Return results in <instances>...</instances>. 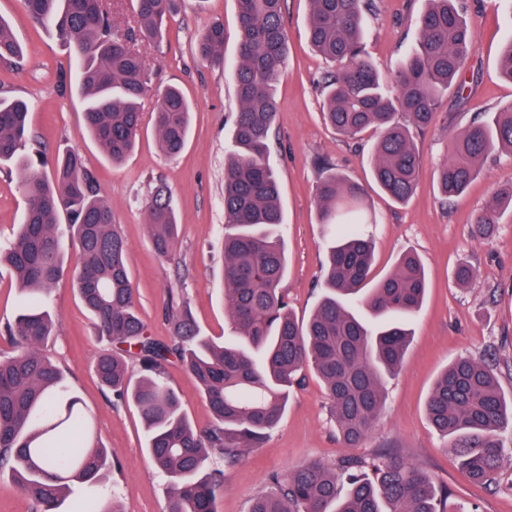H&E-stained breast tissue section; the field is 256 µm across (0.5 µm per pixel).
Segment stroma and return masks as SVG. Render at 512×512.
Masks as SVG:
<instances>
[{
    "label": "stroma",
    "instance_id": "1",
    "mask_svg": "<svg viewBox=\"0 0 512 512\" xmlns=\"http://www.w3.org/2000/svg\"><path fill=\"white\" fill-rule=\"evenodd\" d=\"M476 35V51L463 96L445 95L434 123L413 138L423 156L414 194L397 203L371 180L369 158L375 136L364 132L343 138L325 121L318 82L328 70L307 38L308 0H284L287 62L277 87L278 110L269 162L280 184V202L288 268L283 281L297 318L318 305L325 281L326 238L319 222L316 185L328 169L367 187L366 208L375 241L372 278L393 270L399 255L416 253L428 279L423 307L414 318L413 336L399 372L385 382L380 418L360 448L369 453L391 448L448 487L452 500L478 512H512V427L503 431V462L490 481H474L452 448L430 424L425 410L438 375L462 356L489 362L506 399H512V211H504L492 236L478 234L476 211L493 200L500 182L512 179V158L493 152L465 193L448 200L438 189L437 171L447 161L450 143L473 118L512 104V82L500 73L499 54L512 5L507 0H461ZM367 19L365 53L384 75L415 47L416 20L425 0H375ZM24 49L18 64L0 62V94L28 100L30 128L51 175L59 153L82 154L94 171L101 197L112 205V221L129 246L128 267L139 314L150 336H170L166 303L170 289L185 292L202 335L220 338L227 327L224 307V163L232 149L238 101L232 67L239 40L235 0H178L161 42H140L151 69L152 93L142 101L137 147L124 162L112 164L90 138L81 136L83 98L77 88L75 51L54 31L37 23L22 0H0ZM224 22V65L201 58L196 43L215 20ZM179 86L192 108L191 129L183 151L163 155L156 142L153 113L158 93ZM170 193L179 219L176 248L170 258L153 252L145 223V205L156 185ZM25 199L16 176L0 169V246L18 231ZM474 267L473 278L458 283L461 259ZM56 315L45 354L64 373L70 389L90 416L95 437L112 456L106 473L123 512H166L169 485L153 468L140 417L134 406L114 401L93 370L103 344L64 275L50 295ZM168 384L199 430L212 413L193 378L178 364L167 368ZM349 450L331 421L324 388L314 374L293 389L279 426L263 444L247 449L224 472V493L217 512H248L268 473L318 458L333 463Z\"/></svg>",
    "mask_w": 512,
    "mask_h": 512
}]
</instances>
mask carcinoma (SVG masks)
I'll return each instance as SVG.
<instances>
[{
    "label": "carcinoma",
    "instance_id": "cac0c4a2",
    "mask_svg": "<svg viewBox=\"0 0 512 512\" xmlns=\"http://www.w3.org/2000/svg\"><path fill=\"white\" fill-rule=\"evenodd\" d=\"M283 2L236 0L239 55L232 74L239 110L224 167L229 332L222 341L199 335L182 297L168 301L170 340L149 336L135 304L128 245L112 224V206L99 196L93 171L81 155L67 153L57 158L52 179L35 173L27 151L31 105L0 97V165L17 172L26 200L24 224L0 250V266L13 273L23 296L21 312L6 326L17 353L0 358V472H9L38 512H56L62 500L98 484L110 467L108 450L82 428L86 416L78 397L43 353L54 335L47 302L66 270V240L78 249L77 295L95 333L111 343L98 355L95 374L118 401L136 407L152 464L170 483L167 512H217L224 468L277 427L305 369L322 382L331 420L347 446L360 445L379 418L384 380L399 369L410 344L406 320L422 305L425 271L407 252L390 273L368 285L374 248L364 231L370 223L365 188L332 171L316 186L320 224L329 235L325 293L305 322L288 309L279 188L268 161L276 86L286 64ZM309 3L308 39L334 66L321 80L325 119L347 139L369 129L376 133L371 176L394 201L405 203L422 164L411 130L434 122L448 90L463 96L474 31L458 0H427L416 46L388 82L364 53L374 0ZM23 4L37 22L75 45L83 131L112 162L122 161L136 146L140 101L152 90L151 71L133 43L162 34L174 0H134V26L127 29L112 24L103 0ZM198 51L224 63V22L210 24ZM21 56V45L0 18V61ZM500 70L512 82V35L502 45ZM190 112L179 88L160 94L154 128L163 154L173 157L184 148ZM494 149L512 156V104L472 121L456 136L438 170L443 197L463 194ZM506 208L512 209V180L499 185L492 205L476 216L479 232H492ZM146 223L153 250L168 258L178 221L161 187L146 204ZM172 362L192 376L207 402L213 414L208 429L192 425L181 396L165 383ZM426 411L432 425L452 439L470 477L491 480L503 460L497 433L512 422V403L491 366L468 356L455 360L436 380ZM448 498V488L427 471L379 449L334 465L313 459L273 471L248 512H475L448 508ZM77 512L121 510L116 499L95 496L84 499Z\"/></svg>",
    "mask_w": 512,
    "mask_h": 512
}]
</instances>
